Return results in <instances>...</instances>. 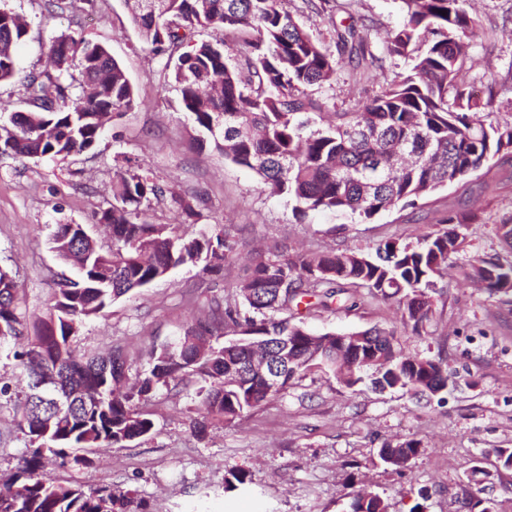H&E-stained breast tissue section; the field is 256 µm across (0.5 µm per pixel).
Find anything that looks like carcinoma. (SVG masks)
<instances>
[{
	"label": "carcinoma",
	"instance_id": "obj_1",
	"mask_svg": "<svg viewBox=\"0 0 512 512\" xmlns=\"http://www.w3.org/2000/svg\"><path fill=\"white\" fill-rule=\"evenodd\" d=\"M140 40L166 58L180 91L181 109L207 132L221 124L215 147L233 163L255 172L270 195H287L294 210L334 211L370 220L382 211L415 204L450 183L460 182L491 158L512 153V123H483L472 112H492L493 84L475 96L466 84L464 63L477 36L469 0H401L403 23L389 32L384 50L412 61L381 93L353 112H332L327 102L308 94L336 75V57L283 8L284 0H126ZM219 27L235 35L247 52L234 61L225 42L195 39L200 28ZM336 47L358 69L379 61L371 50L370 28L355 23L333 28ZM27 28L0 24V83L20 72L16 50ZM54 69L27 76L29 108L0 123V154L61 160L89 150L104 132L102 114L122 113L136 105V93L108 49L82 36L62 34L47 48ZM79 67V78L70 73ZM154 177L128 169L112 185V204L96 213L112 228V247L71 224L58 225L53 250L63 260L76 251L82 262L74 276H62L54 304L25 323L16 314L15 284L0 271V341L25 339L14 353L20 373L31 382L53 376L60 387L89 398L88 406L57 413L38 405L28 390L17 403L18 428L30 442L46 445L87 467L88 449L118 445L149 436L154 428L139 404L154 390L194 376L197 436L213 420L232 423L283 395L296 381L318 370L332 373L351 388L399 390L432 397L451 381L439 360L405 354L393 330L362 332L356 351L336 350V334L326 332L311 345L302 322L282 313L315 297L326 310L348 302L355 288L398 304L405 331L420 336L435 314L433 293L448 265L468 246L464 229L471 215H448L446 227L415 241L389 240L375 252L359 250L259 253L233 298L208 307L175 340L152 353L150 367L126 391L113 382L125 377L121 348L106 356L75 355L72 340L86 320L121 297L187 264H203L218 275L233 246L216 230L172 234L166 224L142 219L143 207L166 196ZM188 224L202 218L204 198L171 196ZM467 280L494 293L512 292V262L496 256L461 265ZM227 329L245 330L219 342ZM291 336L301 358L281 386L269 390L263 377L247 370L250 345L260 339L277 347L275 337ZM420 450V442L386 441L379 460L401 471ZM130 500L107 486L63 484L36 473L28 464L16 479L0 486V512H126ZM377 493L356 494L350 512H388Z\"/></svg>",
	"mask_w": 512,
	"mask_h": 512
}]
</instances>
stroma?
<instances>
[{"label": "stroma", "instance_id": "35a3bbf8", "mask_svg": "<svg viewBox=\"0 0 512 512\" xmlns=\"http://www.w3.org/2000/svg\"><path fill=\"white\" fill-rule=\"evenodd\" d=\"M306 30L331 44L334 26L364 19L375 48L403 20L400 0H353L349 12L316 13L302 0H287ZM0 9L22 16L28 36L17 53L21 76L0 84V115L25 109L26 73L44 69L46 45L60 33L104 44L134 86L139 104L108 124L90 151L66 160L0 155V269L17 285V307L30 316L50 306L55 282L66 270L51 248L60 224H83L101 243L109 236L95 212L112 201L115 172L142 168L172 191L206 199L202 224L220 225L234 247L232 266L210 276L201 266H181L138 293L121 298L86 322L75 338L84 355L122 347L127 374L149 367L160 348L210 300L223 299L241 278L251 253L281 246L307 251L333 248L374 251L391 239L413 240L435 230L451 213L472 215L467 256L512 261L495 233L512 215V154L496 156L476 175L368 221L348 213L296 215L294 202L273 197L260 179L215 148L180 109V92L164 58L153 55L132 26L125 0H96L85 10L75 0L51 16L46 0H0ZM479 24L465 61L470 84L493 83L491 121L512 123V0H470ZM409 63L385 59L356 74L340 57L335 78L317 94L339 112L377 94ZM436 313L426 335H401L406 354L443 360L455 386L442 400L417 401L399 391L349 388L329 373L308 376L231 424L214 422L205 438L193 430L189 377L158 388L141 404L154 422L150 436L102 447L93 463L77 468L49 450H36L18 429L13 404L0 399V483L24 458L39 457V471L62 483L109 485L144 501L146 512H347L360 489L378 493L389 512H468L469 498L492 500L512 512V469L499 467L496 451L512 448V294H491L449 268L434 296ZM316 333L348 334L373 327L399 328L393 302L359 294L349 309H314L303 315ZM420 440L419 453L400 472L386 468L376 450L384 441ZM483 471L473 474L474 464ZM247 481L232 486L236 473Z\"/></svg>", "mask_w": 512, "mask_h": 512}]
</instances>
